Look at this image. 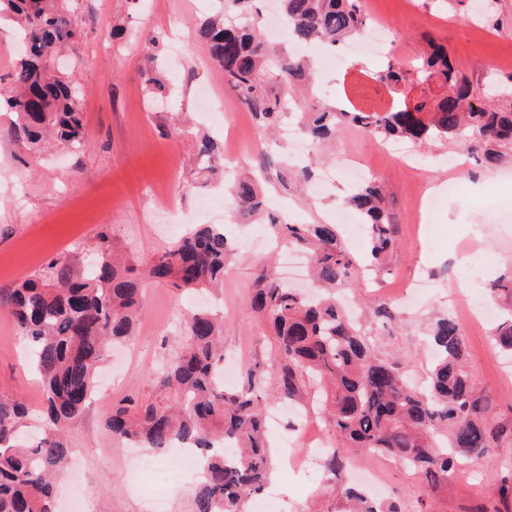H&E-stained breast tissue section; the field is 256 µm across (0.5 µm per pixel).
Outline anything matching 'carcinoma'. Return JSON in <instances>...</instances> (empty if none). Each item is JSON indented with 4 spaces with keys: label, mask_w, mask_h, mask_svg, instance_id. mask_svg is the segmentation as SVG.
Returning <instances> with one entry per match:
<instances>
[{
    "label": "carcinoma",
    "mask_w": 512,
    "mask_h": 512,
    "mask_svg": "<svg viewBox=\"0 0 512 512\" xmlns=\"http://www.w3.org/2000/svg\"><path fill=\"white\" fill-rule=\"evenodd\" d=\"M282 17L296 43L334 48L370 25L362 0H280ZM0 14L12 18L22 38L9 95L0 109L15 116L11 138L33 158L52 137L78 148L85 138L81 91L66 72L45 59L63 52L79 34L62 0H0ZM195 39L224 72L225 82L273 132L287 118L281 98L266 90L271 78L300 80L303 60L274 54L252 15V0H224V10L201 21ZM164 60L146 56L140 73L151 102L169 97ZM408 72L395 64L375 80L395 88ZM422 83L439 84L437 98L411 105L338 112L323 107L308 112L302 131L318 145L353 125L383 140L444 141L463 149L486 167L512 158V105L494 107L485 92L432 46L417 68ZM195 161L189 185L205 189L228 184L231 216L258 217L270 235L287 248L308 253L313 296L285 286L268 267L254 273L250 306L275 334L276 382L273 395L290 403L312 397L341 447L388 455L401 466L436 483L458 458L481 456L502 431L487 428L486 408L466 369L463 330L450 314L438 316L428 331L436 352L426 385L414 387L397 362L377 355L366 319L353 316L337 295L355 291L358 268L374 275L396 246L380 187L368 181L346 196L361 218L369 255L361 264L344 242L337 224H291L274 210L261 183L252 177L226 182L224 151L208 134L192 133ZM99 258L82 271L69 257L51 259L33 278L0 287V310L14 320L44 393L40 433L27 440L28 408L16 397H0V512H55V479L72 453L65 435L79 418L94 388L95 371L109 347L135 332L144 286L162 280L184 291L218 290L232 259L226 233L217 224H197L169 243L145 268L112 257V239L98 234ZM494 299L512 304V275H501L488 289ZM224 313L198 309L187 314L183 343L166 369L154 377L149 401L126 400L112 409L104 428L118 442L163 451L185 444L201 456L193 512H245L270 475V444L261 409L263 374L249 365L242 384L224 388ZM492 339L512 355V307ZM344 512L382 510L351 486H343Z\"/></svg>",
    "instance_id": "carcinoma-1"
}]
</instances>
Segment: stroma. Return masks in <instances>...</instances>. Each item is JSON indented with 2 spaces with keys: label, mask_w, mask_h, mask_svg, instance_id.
<instances>
[{
  "label": "stroma",
  "mask_w": 512,
  "mask_h": 512,
  "mask_svg": "<svg viewBox=\"0 0 512 512\" xmlns=\"http://www.w3.org/2000/svg\"><path fill=\"white\" fill-rule=\"evenodd\" d=\"M80 33L69 59L83 92L86 134L81 147L64 150L46 144L39 161H31L9 137V122L0 119V286L38 274L56 256L86 264L96 255L97 236L110 231L121 255L141 265L189 224H221L229 215L223 190H213L216 206L197 211L198 192L184 188L190 152L184 133L170 129L168 111L153 109L145 94L140 68L154 50L147 37L163 33L158 50L166 62L171 109L196 112L201 90L223 97L236 127L225 140L221 124L205 129L237 152L236 169H266L269 198L292 223L335 221L349 189L338 170L343 156L365 163L368 177L383 189L397 231V246L388 261V292L406 280H425V296L397 303L398 319L373 326L377 354L402 362L407 375L424 382L433 363L423 330L434 315L453 312L464 329L467 362L473 383L487 407L489 423L505 434L480 459L465 463L464 473H449L431 484L380 454L345 451L346 467L376 472L385 488V504L398 512H512V360L494 346V322L470 319L472 306L488 302L484 289L462 286V301L452 306L448 280L456 272L481 265L483 281L512 266V223L496 222L489 208L512 198V166L488 170L475 163L449 167L444 144H383L355 128L340 130L327 146L332 160L315 168V179L327 182L323 200L283 189L277 176L290 162L282 140L270 139L251 112L224 81L207 49L194 38L196 24L221 7V0H65ZM370 19L389 28L386 44L375 54L347 56L330 71H320V46L306 55L309 82L293 86L273 82L270 89L289 102L292 112H310L321 103L344 108L375 102L415 101L419 84L399 86L388 94L373 80L388 63L414 67L431 46L444 47L456 67L473 82L492 85L495 104L512 103V0H497L485 17L473 15L455 0H364ZM432 191L439 206L417 223L414 199ZM238 255L224 270V361L274 369V337L250 308L252 274L268 257L265 232L248 223L234 228ZM205 293H182L153 283L145 290L144 308L127 347L113 349L101 363L83 417L69 431L75 454L57 482L61 512H155L151 482L138 472L135 451L113 442L103 422L113 403L154 394V373L167 357L165 340L181 330L180 313L202 303ZM22 398L33 413L43 410L41 384L27 359L23 342L8 313L0 311V396ZM268 433L273 448L272 473L259 498L275 500L285 512H340L336 476L310 474L295 462L303 448L294 444V428L308 414L306 404L279 405L267 399ZM158 471L172 476L167 512H190L195 486L175 451L155 454Z\"/></svg>",
  "instance_id": "obj_1"
}]
</instances>
